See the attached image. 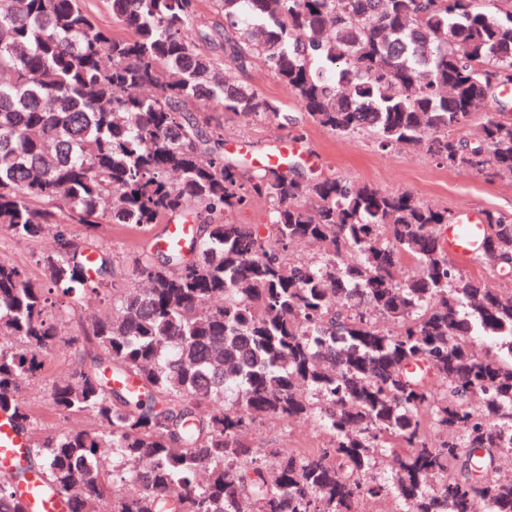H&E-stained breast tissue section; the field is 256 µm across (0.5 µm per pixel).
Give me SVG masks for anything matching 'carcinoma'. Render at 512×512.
<instances>
[{"instance_id":"obj_1","label":"carcinoma","mask_w":512,"mask_h":512,"mask_svg":"<svg viewBox=\"0 0 512 512\" xmlns=\"http://www.w3.org/2000/svg\"><path fill=\"white\" fill-rule=\"evenodd\" d=\"M212 3L224 23L197 0H106L105 28L86 0H0V227L52 240L37 279L0 260V410L32 438L27 467L0 473V512H25L36 473L66 512H512V359L476 351L512 338V285L466 275L440 241L454 214L408 193L299 180L286 160L242 173L203 110L512 181V0ZM255 60L300 115L224 82ZM257 203L264 223L234 221ZM185 221L193 242L127 274L69 230ZM485 226L479 259L507 275L512 217ZM86 298L109 309L81 323L51 397L97 426L39 433L21 391ZM258 418H314L324 440L262 448Z\"/></svg>"}]
</instances>
